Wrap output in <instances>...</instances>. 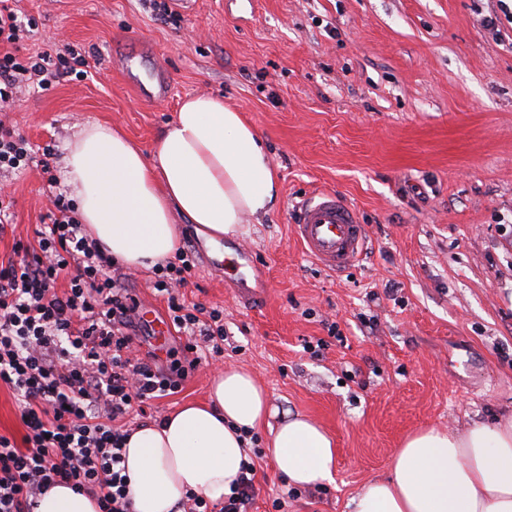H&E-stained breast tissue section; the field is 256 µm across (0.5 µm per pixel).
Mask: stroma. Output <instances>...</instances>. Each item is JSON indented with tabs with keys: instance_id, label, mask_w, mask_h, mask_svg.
Returning a JSON list of instances; mask_svg holds the SVG:
<instances>
[{
	"instance_id": "stroma-1",
	"label": "stroma",
	"mask_w": 512,
	"mask_h": 512,
	"mask_svg": "<svg viewBox=\"0 0 512 512\" xmlns=\"http://www.w3.org/2000/svg\"><path fill=\"white\" fill-rule=\"evenodd\" d=\"M20 6L39 28L28 51L67 44L99 59L16 101L8 121L32 145L64 150L99 122L147 152L184 96L210 94L245 113L279 180L273 210L229 242L255 253L263 299L210 270L225 245L184 224L197 260L184 298L223 309L224 353L179 394L147 402L138 424L206 400L220 369L245 367L270 408L254 431L250 512H350L410 433L512 415V0H179L176 26L143 0ZM150 47L172 83L153 104L131 81L146 76ZM0 183L17 202L14 239L32 240L49 207L41 170ZM321 191L368 232L358 264L338 274L292 235L297 206ZM296 413L335 437V480L277 511L285 481L264 448Z\"/></svg>"
}]
</instances>
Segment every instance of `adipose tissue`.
<instances>
[{
    "label": "adipose tissue",
    "mask_w": 512,
    "mask_h": 512,
    "mask_svg": "<svg viewBox=\"0 0 512 512\" xmlns=\"http://www.w3.org/2000/svg\"><path fill=\"white\" fill-rule=\"evenodd\" d=\"M64 178L79 200L90 237L130 269L174 259L179 218L209 240L240 233L269 213L279 182L268 149L240 110L223 98L194 95L144 154L125 134L89 124L63 157ZM268 400L241 368L220 372L210 401L191 403L161 424L132 431L125 445L134 512H175L193 492L217 502L230 495L247 462L248 430L263 422ZM268 452L299 487L334 481L332 436L293 415L272 432ZM351 512H512V419L476 424L465 434L432 427L407 436L384 478L351 499ZM33 512H101L91 496L58 484Z\"/></svg>",
    "instance_id": "obj_1"
}]
</instances>
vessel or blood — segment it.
Listing matches in <instances>:
<instances>
[{"instance_id": "b4317fda", "label": "vessel or blood", "mask_w": 512, "mask_h": 512, "mask_svg": "<svg viewBox=\"0 0 512 512\" xmlns=\"http://www.w3.org/2000/svg\"><path fill=\"white\" fill-rule=\"evenodd\" d=\"M294 237L305 255L336 273L354 265L365 248V228L353 207L320 192L297 209Z\"/></svg>"}]
</instances>
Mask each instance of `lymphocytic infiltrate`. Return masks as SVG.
I'll use <instances>...</instances> for the list:
<instances>
[{
	"label": "lymphocytic infiltrate",
	"mask_w": 512,
	"mask_h": 512,
	"mask_svg": "<svg viewBox=\"0 0 512 512\" xmlns=\"http://www.w3.org/2000/svg\"><path fill=\"white\" fill-rule=\"evenodd\" d=\"M18 0H0V174L37 163L50 173V147L34 151L2 120L30 85L46 87L88 66L71 47L30 55L23 47L36 22ZM106 250L89 241L72 200L56 191L31 243L14 241L0 258V383L13 390L26 429L22 441L0 434V512H32L38 495L67 484L95 496L101 512H132L118 417L148 400L178 393L201 363L221 355L224 312L186 304L180 290L196 267L191 249L155 264L152 288L186 335L191 360L157 369L135 351L137 296L114 270ZM65 290H58L60 278ZM253 463H246L219 510L191 493L178 512H248L255 497Z\"/></svg>",
	"instance_id": "1"
}]
</instances>
